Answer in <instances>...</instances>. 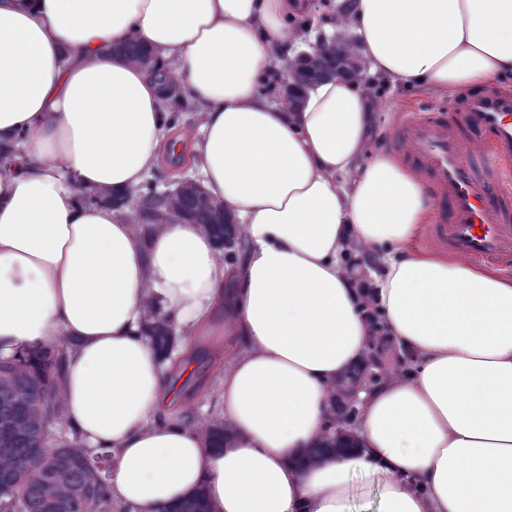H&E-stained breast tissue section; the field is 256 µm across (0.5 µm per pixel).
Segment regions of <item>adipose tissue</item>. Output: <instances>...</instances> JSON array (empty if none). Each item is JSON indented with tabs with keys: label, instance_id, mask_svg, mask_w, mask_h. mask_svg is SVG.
<instances>
[{
	"label": "adipose tissue",
	"instance_id": "adipose-tissue-1",
	"mask_svg": "<svg viewBox=\"0 0 512 512\" xmlns=\"http://www.w3.org/2000/svg\"><path fill=\"white\" fill-rule=\"evenodd\" d=\"M305 0H0V358L67 341L58 389L81 445L106 449L112 499L168 512H512V277L424 249L422 179L372 146L381 122L347 78L301 109L263 89L302 38ZM325 49L435 96L512 75V0H350ZM133 40L199 106L172 135ZM189 151L241 226L228 265L198 224H135L82 192L135 194ZM171 320L174 355L141 333ZM380 315L372 326L366 309ZM400 369L360 391L344 457L332 398L376 334ZM225 355L209 446L176 413L182 355Z\"/></svg>",
	"mask_w": 512,
	"mask_h": 512
}]
</instances>
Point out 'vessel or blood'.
Masks as SVG:
<instances>
[{
  "label": "vessel or blood",
  "mask_w": 512,
  "mask_h": 512,
  "mask_svg": "<svg viewBox=\"0 0 512 512\" xmlns=\"http://www.w3.org/2000/svg\"><path fill=\"white\" fill-rule=\"evenodd\" d=\"M456 110L461 122L494 133L481 149L487 183L478 181L458 124L414 116L405 121L409 157L426 171L443 210L436 236L472 260L512 263V208L505 204L512 198V93L490 89L464 95Z\"/></svg>",
  "instance_id": "1"
}]
</instances>
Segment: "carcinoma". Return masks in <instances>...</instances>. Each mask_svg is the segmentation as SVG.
<instances>
[{"label": "carcinoma", "instance_id": "1", "mask_svg": "<svg viewBox=\"0 0 512 512\" xmlns=\"http://www.w3.org/2000/svg\"><path fill=\"white\" fill-rule=\"evenodd\" d=\"M196 109L187 98L164 107L166 122L174 125L181 114ZM137 196L154 208L160 198L157 186L147 181ZM144 331L155 346L169 353L175 336L168 321L150 313ZM63 346L24 348L12 358H0V472L16 477L17 486L0 487V512H44L55 502L58 512H113L108 490L112 452L90 457L81 454L77 441L53 438V425L63 420L58 377ZM48 447L55 456L29 465L31 449Z\"/></svg>", "mask_w": 512, "mask_h": 512}]
</instances>
